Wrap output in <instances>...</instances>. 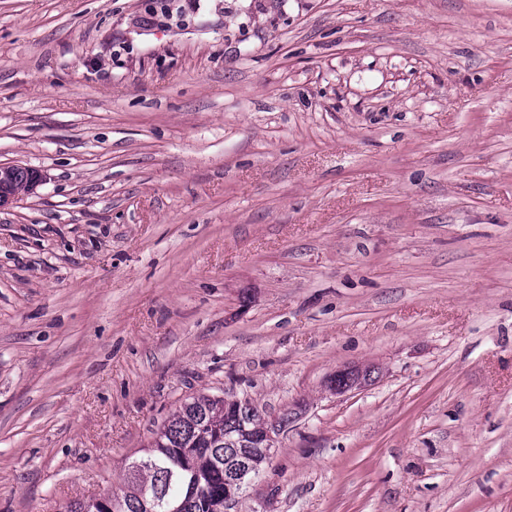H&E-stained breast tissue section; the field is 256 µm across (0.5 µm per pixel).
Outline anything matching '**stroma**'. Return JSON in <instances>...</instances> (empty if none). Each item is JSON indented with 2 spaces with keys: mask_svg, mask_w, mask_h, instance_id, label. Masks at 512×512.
Segmentation results:
<instances>
[{
  "mask_svg": "<svg viewBox=\"0 0 512 512\" xmlns=\"http://www.w3.org/2000/svg\"><path fill=\"white\" fill-rule=\"evenodd\" d=\"M0 162V512L198 394L293 417L230 512H512V0H0ZM17 165L0 163V208L11 204L18 198V190L13 192L12 177ZM27 177V170L18 168L15 175L16 186L21 188ZM373 374L374 372L371 373L370 370H364V367L359 366L340 368L336 370V375L330 379L327 387L333 394L344 395L370 386L376 379ZM342 376L344 382L340 385L336 380Z\"/></svg>",
  "mask_w": 512,
  "mask_h": 512,
  "instance_id": "stroma-1",
  "label": "stroma"
}]
</instances>
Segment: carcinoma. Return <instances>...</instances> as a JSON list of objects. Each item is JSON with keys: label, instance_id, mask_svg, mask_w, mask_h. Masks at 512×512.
<instances>
[{"label": "carcinoma", "instance_id": "cac0c4a2", "mask_svg": "<svg viewBox=\"0 0 512 512\" xmlns=\"http://www.w3.org/2000/svg\"><path fill=\"white\" fill-rule=\"evenodd\" d=\"M260 419L257 409L243 413L231 399L218 411L210 396H195L180 406L141 456L152 467L127 470L126 492L105 497L99 507L77 502L66 512H165L151 506L157 487L175 512H216L224 506V472L245 452L242 427L256 431Z\"/></svg>", "mask_w": 512, "mask_h": 512}]
</instances>
